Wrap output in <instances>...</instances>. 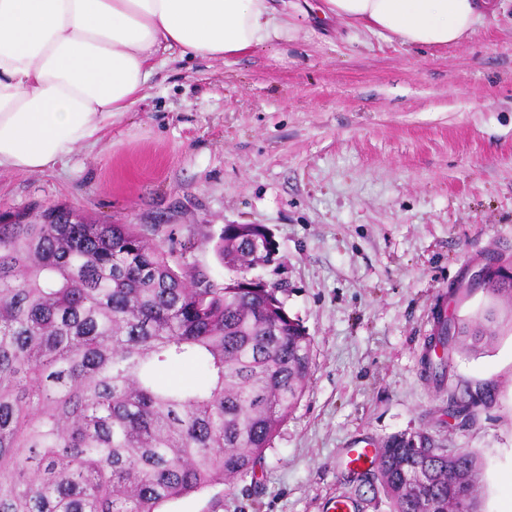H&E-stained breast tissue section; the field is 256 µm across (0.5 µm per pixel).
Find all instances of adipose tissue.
I'll return each mask as SVG.
<instances>
[{
	"instance_id": "ef3b65f1",
	"label": "adipose tissue",
	"mask_w": 512,
	"mask_h": 512,
	"mask_svg": "<svg viewBox=\"0 0 512 512\" xmlns=\"http://www.w3.org/2000/svg\"><path fill=\"white\" fill-rule=\"evenodd\" d=\"M497 0H320L413 47L469 36ZM298 0H0V169L55 167L145 96L160 54L240 57L298 32Z\"/></svg>"
}]
</instances>
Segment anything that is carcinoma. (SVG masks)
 Listing matches in <instances>:
<instances>
[{
    "label": "carcinoma",
    "instance_id": "1",
    "mask_svg": "<svg viewBox=\"0 0 512 512\" xmlns=\"http://www.w3.org/2000/svg\"><path fill=\"white\" fill-rule=\"evenodd\" d=\"M254 225L226 224L219 285L172 266L136 224H98L61 205L0 216V512H160L253 473L300 402L312 340L278 289L245 283L270 261ZM485 288L512 295L488 267ZM438 309L421 357L444 388L447 353L475 351ZM193 364L202 376L166 385ZM474 395H448L468 424ZM484 464L426 432L396 434L352 482L390 512H478Z\"/></svg>",
    "mask_w": 512,
    "mask_h": 512
}]
</instances>
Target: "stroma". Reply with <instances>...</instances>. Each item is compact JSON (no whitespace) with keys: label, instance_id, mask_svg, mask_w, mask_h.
<instances>
[{"label":"stroma","instance_id":"35a3bbf8","mask_svg":"<svg viewBox=\"0 0 512 512\" xmlns=\"http://www.w3.org/2000/svg\"><path fill=\"white\" fill-rule=\"evenodd\" d=\"M63 204L136 224L215 281L225 225L279 246L261 268L313 339L304 395L255 476L165 512H389L346 480L347 449L431 431L486 463L481 512L512 472V298L449 288L500 259L512 273V5L461 43L410 48L310 14L297 39L249 55L173 58L144 100L67 165L0 171V214ZM491 345L452 356V386L490 392L463 430L421 374L432 313Z\"/></svg>","mask_w":512,"mask_h":512}]
</instances>
